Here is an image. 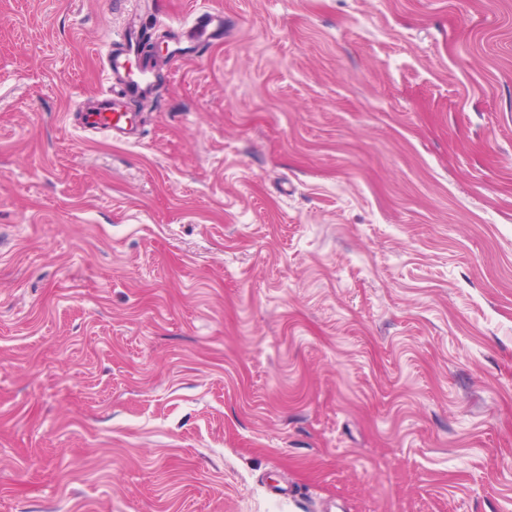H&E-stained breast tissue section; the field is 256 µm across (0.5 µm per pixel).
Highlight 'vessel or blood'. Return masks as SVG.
Here are the masks:
<instances>
[{
    "mask_svg": "<svg viewBox=\"0 0 512 512\" xmlns=\"http://www.w3.org/2000/svg\"><path fill=\"white\" fill-rule=\"evenodd\" d=\"M199 35L221 34L224 30V15L220 12L203 11L195 18ZM146 30L141 14H129L117 40L110 44L107 54V71L112 78V92L98 99L96 105L83 112V128L110 134L118 141H134L138 130L132 115L119 111L122 102H135L148 97L153 84L150 80L151 61L137 55ZM138 60L136 71H129L131 60Z\"/></svg>",
    "mask_w": 512,
    "mask_h": 512,
    "instance_id": "obj_1",
    "label": "vessel or blood"
}]
</instances>
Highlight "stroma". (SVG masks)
Returning <instances> with one entry per match:
<instances>
[{
	"label": "stroma",
	"mask_w": 512,
	"mask_h": 512,
	"mask_svg": "<svg viewBox=\"0 0 512 512\" xmlns=\"http://www.w3.org/2000/svg\"><path fill=\"white\" fill-rule=\"evenodd\" d=\"M0 512H512V0H0ZM198 28V35L206 34L219 35L224 32V13L202 11L195 18ZM148 30L144 28L142 15L131 13L117 36L110 43L107 54V71L112 78V96L98 99L96 105L81 113L83 128L98 132H107L118 141H135L138 130L132 115L118 112V102H135L148 97L153 90L150 80L151 60L137 53L140 42ZM135 57L139 61L136 71L128 69Z\"/></svg>",
	"instance_id": "stroma-1"
}]
</instances>
